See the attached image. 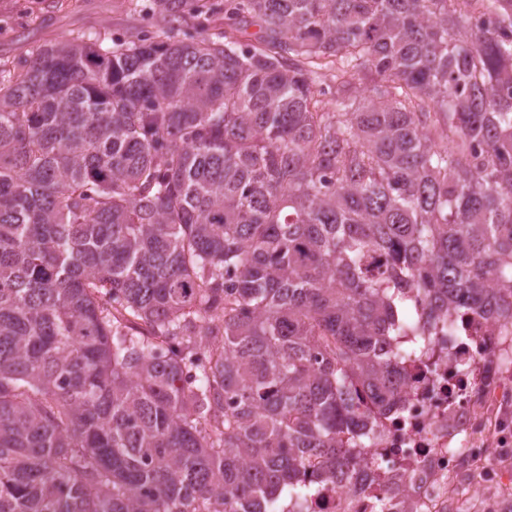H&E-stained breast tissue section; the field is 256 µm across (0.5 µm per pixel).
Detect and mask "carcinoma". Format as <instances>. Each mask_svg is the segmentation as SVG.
<instances>
[{"instance_id":"1","label":"carcinoma","mask_w":512,"mask_h":512,"mask_svg":"<svg viewBox=\"0 0 512 512\" xmlns=\"http://www.w3.org/2000/svg\"><path fill=\"white\" fill-rule=\"evenodd\" d=\"M224 16L0 69V512L305 504L441 316L512 321V0ZM189 1H199V4H217V11L211 18V22L207 28L201 30L197 27V20L186 16L179 23H174L176 26V30L173 33H179V37H183V34H192L194 36H206L212 37L214 39L224 36V30L227 27L224 25V0H189ZM177 29L179 31H177Z\"/></svg>"}]
</instances>
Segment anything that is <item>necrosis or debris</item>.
Segmentation results:
<instances>
[{
  "instance_id": "4bbe7bcc",
  "label": "necrosis or debris",
  "mask_w": 512,
  "mask_h": 512,
  "mask_svg": "<svg viewBox=\"0 0 512 512\" xmlns=\"http://www.w3.org/2000/svg\"><path fill=\"white\" fill-rule=\"evenodd\" d=\"M469 337L432 336L420 359L403 364L409 398L403 418L384 421L357 449L348 480L320 481L310 512H455L452 488L512 480V384L503 374L512 324L470 316ZM469 371L457 373V359Z\"/></svg>"
}]
</instances>
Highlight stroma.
<instances>
[{"label": "stroma", "instance_id": "35a3bbf8", "mask_svg": "<svg viewBox=\"0 0 512 512\" xmlns=\"http://www.w3.org/2000/svg\"><path fill=\"white\" fill-rule=\"evenodd\" d=\"M152 0H0V65L14 66L40 45L77 37L134 40L169 30Z\"/></svg>", "mask_w": 512, "mask_h": 512}]
</instances>
